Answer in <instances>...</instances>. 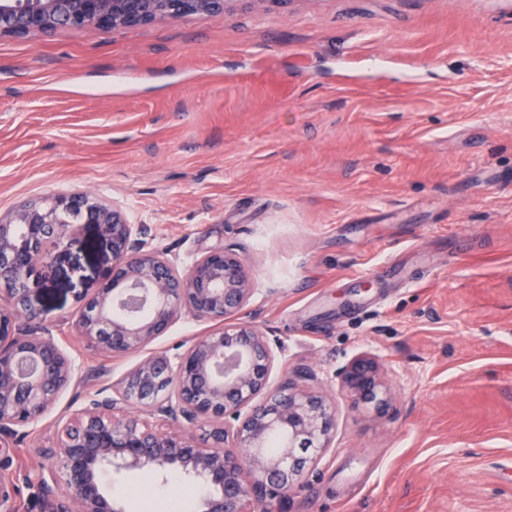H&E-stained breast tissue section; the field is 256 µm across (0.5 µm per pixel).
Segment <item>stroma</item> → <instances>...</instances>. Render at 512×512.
<instances>
[{
	"mask_svg": "<svg viewBox=\"0 0 512 512\" xmlns=\"http://www.w3.org/2000/svg\"><path fill=\"white\" fill-rule=\"evenodd\" d=\"M94 192L178 268L233 249L240 317L283 350L274 383L336 407L330 449L284 512H512V0H237L223 15L0 38V215ZM79 271H72V263ZM86 228L31 295L74 381L18 441L16 512L87 393L143 358L88 348L76 292L109 280ZM182 316L152 347L213 331ZM384 367L387 414L334 374ZM125 512H198L152 468L105 471Z\"/></svg>",
	"mask_w": 512,
	"mask_h": 512,
	"instance_id": "stroma-1",
	"label": "stroma"
}]
</instances>
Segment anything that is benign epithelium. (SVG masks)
I'll list each match as a JSON object with an SVG mask.
<instances>
[{"label": "benign epithelium", "instance_id": "benign-epithelium-1", "mask_svg": "<svg viewBox=\"0 0 512 512\" xmlns=\"http://www.w3.org/2000/svg\"><path fill=\"white\" fill-rule=\"evenodd\" d=\"M236 0H0V36L61 27L117 30L162 19L223 14ZM92 224L112 250V282L83 297L79 335L109 356L140 351L184 315L215 322L182 353L154 351L86 397L42 453L41 512H122L101 472L176 467L202 482L201 512H279L330 447L335 408L305 386L274 385L276 353L238 318L252 295L245 260L215 248L185 270L142 238L123 209L88 192L46 195L0 221V439L26 438L72 382L71 358L43 326L30 295ZM340 388L379 413L390 407L378 359L359 354L336 371ZM135 406L157 419L127 415ZM208 429L197 436L195 427ZM279 439V450L269 451Z\"/></svg>", "mask_w": 512, "mask_h": 512}]
</instances>
